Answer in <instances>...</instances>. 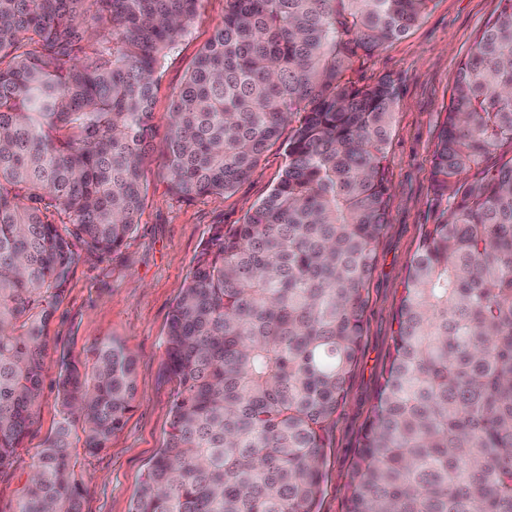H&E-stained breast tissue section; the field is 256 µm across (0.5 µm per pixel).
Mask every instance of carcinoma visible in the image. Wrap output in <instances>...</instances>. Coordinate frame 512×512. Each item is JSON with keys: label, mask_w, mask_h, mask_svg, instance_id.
Listing matches in <instances>:
<instances>
[{"label": "carcinoma", "mask_w": 512, "mask_h": 512, "mask_svg": "<svg viewBox=\"0 0 512 512\" xmlns=\"http://www.w3.org/2000/svg\"><path fill=\"white\" fill-rule=\"evenodd\" d=\"M199 2L0 0V470L35 424L75 243L103 257L136 229L156 72ZM433 2L225 0L172 92L170 189L230 192L295 126L279 181L204 242L172 307L173 416L131 512H315L387 224L400 96L348 71ZM431 190L348 512H512V0L458 64ZM57 366L61 419L16 512H82L74 438L100 452L132 407L119 341Z\"/></svg>", "instance_id": "obj_1"}]
</instances>
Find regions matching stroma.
<instances>
[{
  "label": "stroma",
  "instance_id": "obj_1",
  "mask_svg": "<svg viewBox=\"0 0 512 512\" xmlns=\"http://www.w3.org/2000/svg\"><path fill=\"white\" fill-rule=\"evenodd\" d=\"M497 7L498 0H435L407 35L355 63L351 72L361 84L390 76L400 88V99L387 160L388 223L369 285L360 360L326 436L318 512H347L351 463L362 446L388 365L403 283L428 217L438 129L458 63ZM223 20L224 0H202L195 23L163 62L153 101V139L145 163L148 190L139 224L119 250L99 260L79 261L69 275L64 299L47 327L49 350L37 421L14 465L0 470V512H15L37 453L60 420L54 388L60 354L84 362L95 341L113 336L136 359L133 410L107 448L81 458L87 487L82 512H130L148 463L164 445L174 399L163 344L172 306L214 228L243 223L250 207L276 184L284 164L283 149L276 143L231 192L186 199L169 189L160 152L171 93Z\"/></svg>",
  "mask_w": 512,
  "mask_h": 512
}]
</instances>
